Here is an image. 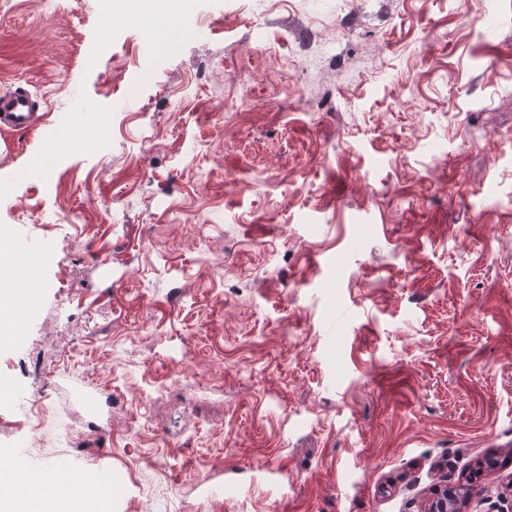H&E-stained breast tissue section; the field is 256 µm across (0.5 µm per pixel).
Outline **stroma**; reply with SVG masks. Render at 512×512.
<instances>
[{"label":"stroma","mask_w":512,"mask_h":512,"mask_svg":"<svg viewBox=\"0 0 512 512\" xmlns=\"http://www.w3.org/2000/svg\"><path fill=\"white\" fill-rule=\"evenodd\" d=\"M180 2L0 0V89L47 104L0 245L52 249L0 467L118 474L112 512H512V0Z\"/></svg>","instance_id":"stroma-1"}]
</instances>
